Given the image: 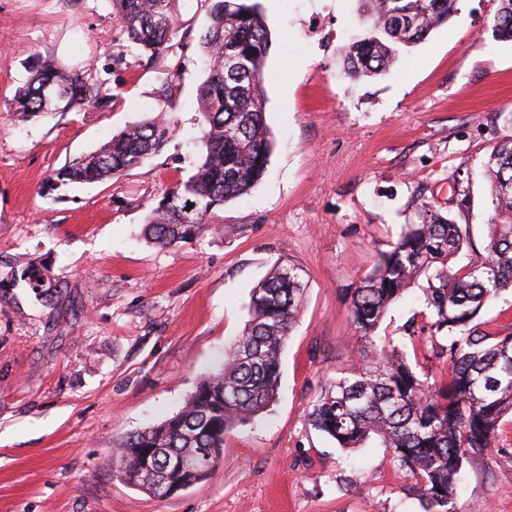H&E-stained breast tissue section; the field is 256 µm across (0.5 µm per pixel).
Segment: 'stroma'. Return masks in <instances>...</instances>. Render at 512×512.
Segmentation results:
<instances>
[{
  "instance_id": "1",
  "label": "stroma",
  "mask_w": 512,
  "mask_h": 512,
  "mask_svg": "<svg viewBox=\"0 0 512 512\" xmlns=\"http://www.w3.org/2000/svg\"><path fill=\"white\" fill-rule=\"evenodd\" d=\"M259 2L272 40L267 170L213 209L221 234L159 248L142 237L146 216L200 154L209 0H171L178 32L160 60L128 40L111 0H0V512H422L388 449L337 448L308 413L325 382L372 366L379 347L438 367L408 331L426 322L419 289L391 305L372 344L349 321V293L424 201L470 227L454 269L483 255L484 164L512 140L500 0H456L447 23L359 79L341 70L367 33L359 0ZM45 63L101 81V103L46 120L9 111ZM159 114L177 126L161 152L112 179L55 185L56 169ZM279 264L301 267L307 290L270 410L228 433L193 487L161 499L117 479L118 442L180 409ZM31 265L51 297L22 280ZM455 509L512 512V422L492 452L464 462Z\"/></svg>"
}]
</instances>
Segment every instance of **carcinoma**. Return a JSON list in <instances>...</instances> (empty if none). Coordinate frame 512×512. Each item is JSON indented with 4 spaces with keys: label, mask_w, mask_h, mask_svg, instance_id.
<instances>
[{
    "label": "carcinoma",
    "mask_w": 512,
    "mask_h": 512,
    "mask_svg": "<svg viewBox=\"0 0 512 512\" xmlns=\"http://www.w3.org/2000/svg\"><path fill=\"white\" fill-rule=\"evenodd\" d=\"M373 34L350 43L342 70L378 75L401 47L425 40L448 21L456 0H366ZM170 0H112L128 39L150 59L168 55L176 34ZM495 34L512 39V0H501ZM271 39L255 0H211L210 26L200 41L206 76L198 88L206 125L200 159L187 180L166 190L151 209L144 238L175 246L219 232L208 223L214 208L243 197L264 176L272 151L265 122L264 62ZM99 88L82 74L45 66L13 100L29 117L96 106ZM174 125L146 118L113 135L99 150L55 171L64 182L110 179L159 153ZM496 201L485 256L459 274L450 261L471 243L469 225L418 205L420 222L405 224L390 248L353 289L349 320L360 339L374 342L391 304L410 289L428 311L427 342L448 372L417 370L398 348H382L375 366L329 382L316 396L311 425L343 449L374 437L414 481L424 512H456L463 462L496 447L512 414V336H491L477 323L482 309L512 288V144L492 150L485 165ZM197 203L191 215L180 203ZM305 298L302 269L280 265L252 288L250 318L224 352L220 366L201 378L171 417L125 436L113 453V474L157 497L202 482L218 463L224 437L276 400L282 352ZM199 468L183 461L199 453Z\"/></svg>",
    "instance_id": "obj_1"
}]
</instances>
